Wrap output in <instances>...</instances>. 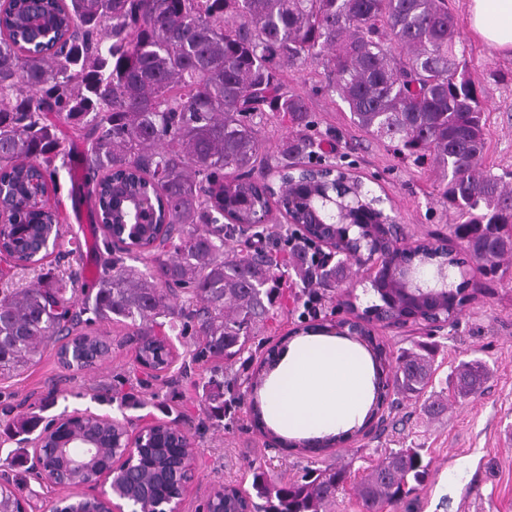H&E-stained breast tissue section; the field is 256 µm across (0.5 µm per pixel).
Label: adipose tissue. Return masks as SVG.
Segmentation results:
<instances>
[{
  "mask_svg": "<svg viewBox=\"0 0 512 512\" xmlns=\"http://www.w3.org/2000/svg\"><path fill=\"white\" fill-rule=\"evenodd\" d=\"M467 23L494 51L512 56V0H468ZM371 389V370L359 351L313 338L283 359L267 390V408L283 430L317 434L362 416Z\"/></svg>",
  "mask_w": 512,
  "mask_h": 512,
  "instance_id": "1",
  "label": "adipose tissue"
}]
</instances>
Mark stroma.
Returning <instances> with one entry per match:
<instances>
[{
	"mask_svg": "<svg viewBox=\"0 0 512 512\" xmlns=\"http://www.w3.org/2000/svg\"><path fill=\"white\" fill-rule=\"evenodd\" d=\"M468 63L486 117L487 148L483 165L494 172L512 171V57L489 50L473 33H464ZM288 87L304 97L314 123L309 130L320 141L330 163L349 169L366 188L384 197L405 228V245L434 236L451 237L457 221L435 187L430 165L394 152L390 144L371 138L354 127L337 94L328 92L321 66L304 64L285 73ZM82 158L73 155L57 171V188L48 203L61 214L64 238H78L76 251L50 254L36 268L19 269L0 255V290H19L37 284L44 274L73 280L78 294L94 293L105 257L103 234L94 224V204L82 183ZM472 300L458 319L437 332L415 324L391 326L372 323L371 329L391 350L411 341L434 336L440 345L436 357L435 386L451 389L460 361L482 360L489 368L487 383L467 399H449L448 408L432 417L421 403L406 402L407 423L385 432L357 434L323 452L309 454L296 448H274L268 437L252 425L251 396L246 381L250 366L234 367L237 380L225 390L233 401L223 422L209 419L201 400V384L210 366L189 357L187 338L170 336L177 359L165 377L140 385L144 373L135 358V344L123 327L104 323L101 331L112 342V355L102 366L75 372L62 368L54 349L40 361L11 378H0V477L8 476L24 499L49 508L59 490L36 479L28 465L6 459L18 448L17 438L6 429L19 418L33 414L50 420L63 414L90 411L122 420L156 418L182 428L193 443L196 489L189 507L197 512L210 486L230 483L250 490L254 467L267 470L272 479H295L305 468L348 463L356 473L375 465L383 449L420 446L429 461L426 481L407 501L389 512H512V257L498 274L489 275L476 264L466 267ZM288 306L275 321L261 328L260 347L253 360L261 362L268 347L278 344L294 329L312 323L331 324L345 317L339 301L357 297L358 308L375 299L366 270H359L338 287L326 290L317 315L305 314L308 291L299 278H287Z\"/></svg>",
	"mask_w": 512,
	"mask_h": 512,
	"instance_id": "obj_1",
	"label": "stroma"
}]
</instances>
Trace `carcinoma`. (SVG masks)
Here are the masks:
<instances>
[{"instance_id":"cac0c4a2","label":"carcinoma","mask_w":512,"mask_h":512,"mask_svg":"<svg viewBox=\"0 0 512 512\" xmlns=\"http://www.w3.org/2000/svg\"><path fill=\"white\" fill-rule=\"evenodd\" d=\"M22 0H0V171L21 189L55 185L56 161L84 144L85 184L110 258L93 296L79 309L65 282L0 296V377L36 362L50 341L86 337L91 357L105 354L99 322L120 325L140 340L137 359L165 371L169 348L153 339L169 326L193 342L191 358L207 363L252 361L256 329L277 317L282 279L292 269L306 286L334 288L361 260L339 234V258L315 264L307 225L291 250L267 240L288 235L281 224L256 230L272 206L327 184L329 166L312 162L313 120L306 101L288 89L284 69L323 67L326 87L345 103L353 124L438 171L437 191L454 209L453 234L465 259L494 275L512 254V172L480 168L486 149L484 110L458 52L462 22L446 0H53V52L24 48ZM283 127L273 161L259 155L266 126ZM128 196H153L157 210L143 224L113 201L112 181ZM0 247L27 255L29 241L51 229V214L24 200L7 217ZM240 237L238 246L226 242ZM445 240L406 248L416 268L444 251ZM137 252L145 271L125 264ZM90 317H85V314ZM436 348L401 349L387 386L424 400L431 415L448 400L433 390ZM215 365L202 384L210 415L226 407ZM488 379L482 362H461L454 389L466 399ZM179 429L163 431L171 479L156 496L175 494V468L190 455ZM420 448H390L361 476L363 512H383L426 480ZM351 465L310 469L294 480L253 472L254 512H328L351 478ZM12 485L0 488V512H19Z\"/></svg>"}]
</instances>
